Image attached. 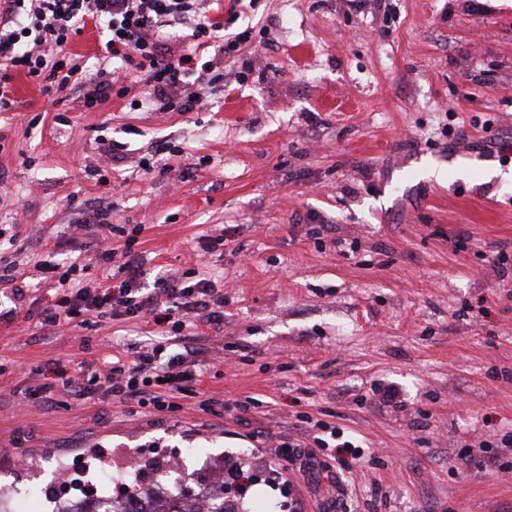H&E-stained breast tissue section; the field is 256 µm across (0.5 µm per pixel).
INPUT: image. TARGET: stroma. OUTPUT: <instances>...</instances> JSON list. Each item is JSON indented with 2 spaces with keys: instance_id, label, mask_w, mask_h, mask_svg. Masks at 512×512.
Returning a JSON list of instances; mask_svg holds the SVG:
<instances>
[{
  "instance_id": "stroma-1",
  "label": "stroma",
  "mask_w": 512,
  "mask_h": 512,
  "mask_svg": "<svg viewBox=\"0 0 512 512\" xmlns=\"http://www.w3.org/2000/svg\"><path fill=\"white\" fill-rule=\"evenodd\" d=\"M253 50L190 112L137 84L94 109L112 69L99 28L67 47L84 82L43 93L13 73L0 113V260L38 278L47 253L109 265L70 238L87 205L141 226L148 268L198 269L224 325L198 345L216 416L133 413L103 394L20 409L29 370L100 367L157 334L0 324V486L39 491L51 461L158 443L277 470L245 499L283 512H512V0H258ZM153 156L152 172L138 162ZM224 249L202 253L206 235ZM509 256L496 263L498 252ZM353 453L283 462L316 423Z\"/></svg>"
}]
</instances>
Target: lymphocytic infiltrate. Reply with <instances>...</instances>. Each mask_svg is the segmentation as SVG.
<instances>
[{
    "instance_id": "lymphocytic-infiltrate-1",
    "label": "lymphocytic infiltrate",
    "mask_w": 512,
    "mask_h": 512,
    "mask_svg": "<svg viewBox=\"0 0 512 512\" xmlns=\"http://www.w3.org/2000/svg\"><path fill=\"white\" fill-rule=\"evenodd\" d=\"M210 0H0V112L12 111L14 101L6 90L12 73L22 72L46 83L67 85L79 71L66 53L73 36L87 23L98 26L113 62L133 69L136 80L162 106L190 112L214 79V61L201 60L200 50L219 42L225 55L240 52L251 40L250 30L226 31L209 17ZM178 24L189 32L191 43L174 54L166 27ZM115 225L96 212L74 225L77 235L94 237L98 259L115 263L111 279L88 282L84 265L71 261H41L39 273L51 275L55 293L47 305L30 304L25 313L15 262L0 261V286L11 289L12 308L0 307V321L17 317L40 326L62 323L83 328L91 319L107 323L117 317H150L159 325L157 336L129 344L125 354L112 356L103 367L74 374L57 362H47L33 372L27 403L51 406L103 393L128 408H149L167 417L181 411L176 395L196 396L200 373L197 347L185 340L198 325L219 327L224 322V294L215 281L198 269L182 273L149 272L135 235L114 243ZM152 287H145V280ZM25 303V302H24Z\"/></svg>"
}]
</instances>
